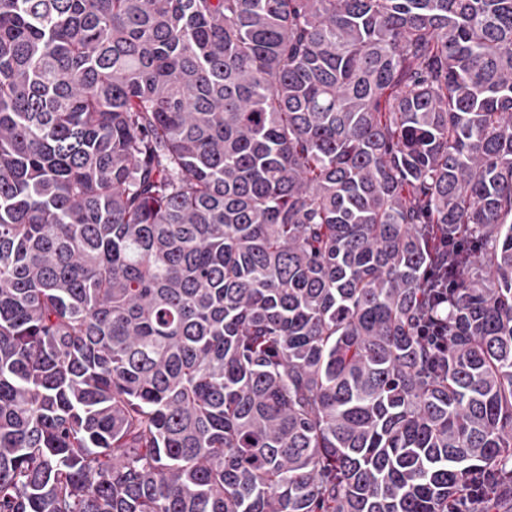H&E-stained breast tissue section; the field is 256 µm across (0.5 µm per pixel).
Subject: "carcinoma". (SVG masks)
<instances>
[{
  "label": "carcinoma",
  "instance_id": "carcinoma-1",
  "mask_svg": "<svg viewBox=\"0 0 512 512\" xmlns=\"http://www.w3.org/2000/svg\"><path fill=\"white\" fill-rule=\"evenodd\" d=\"M482 474L500 507L512 0H0V512Z\"/></svg>",
  "mask_w": 512,
  "mask_h": 512
}]
</instances>
